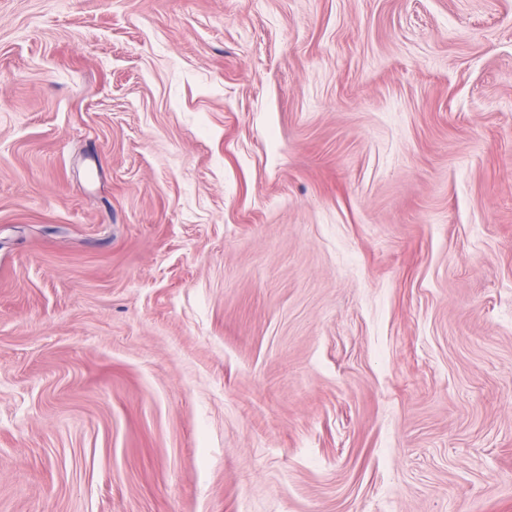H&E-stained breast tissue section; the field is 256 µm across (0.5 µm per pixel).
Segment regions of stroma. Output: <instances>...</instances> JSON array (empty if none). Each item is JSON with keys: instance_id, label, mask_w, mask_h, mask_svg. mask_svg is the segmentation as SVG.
Segmentation results:
<instances>
[{"instance_id": "1", "label": "stroma", "mask_w": 512, "mask_h": 512, "mask_svg": "<svg viewBox=\"0 0 512 512\" xmlns=\"http://www.w3.org/2000/svg\"><path fill=\"white\" fill-rule=\"evenodd\" d=\"M0 512H512V0H0Z\"/></svg>"}]
</instances>
